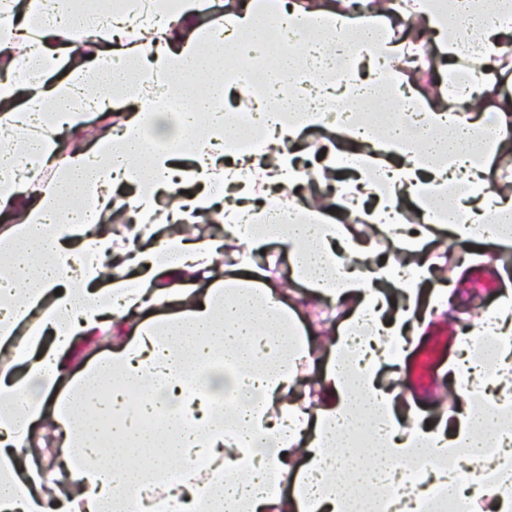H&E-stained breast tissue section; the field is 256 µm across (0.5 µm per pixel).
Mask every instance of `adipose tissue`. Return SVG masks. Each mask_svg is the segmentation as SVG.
<instances>
[{
    "mask_svg": "<svg viewBox=\"0 0 512 512\" xmlns=\"http://www.w3.org/2000/svg\"><path fill=\"white\" fill-rule=\"evenodd\" d=\"M158 22L100 0L95 14L64 0L26 5L0 29V103H20L0 129V207L19 221L0 228V512H421L447 493L457 512H512V395L474 406L477 387L498 385L512 372V296L462 337L492 341L493 368L449 363L454 391L467 403L428 422L399 413L403 390L382 387L376 369L402 364L408 332L431 319L417 289L435 277L425 237L398 221L397 201L414 196L424 215H440L461 249L489 237L512 247V194L483 173L506 136L488 124L473 93L492 85L512 33V0H395L385 19L375 0L362 12L333 0H241L206 33L195 27L204 0H148ZM423 21L421 39L402 37ZM96 22L102 55L120 67L80 69L53 79L70 50L75 26ZM273 23L284 48L278 71L265 63L262 33ZM434 45L449 69L465 68L466 84L440 86L442 105L412 96V124L391 114L400 89L391 80L406 60ZM247 60L229 71L224 58ZM299 95L282 90L284 79ZM187 90L169 111L171 90ZM248 98L249 120L222 109L227 91ZM125 102L119 131L92 149L66 148L91 112ZM335 133L325 141L321 174L335 177L337 198L319 208L267 197L301 183L289 151L305 130ZM261 152H234L244 130ZM359 143L340 152L335 142ZM57 178L40 185L41 170ZM194 193H186L185 182ZM131 223L124 235L90 234L91 212L103 210L113 183ZM168 205L157 209L159 196ZM374 199L362 209L366 199ZM359 210L406 262H374L354 227L329 220L335 205ZM221 212L224 234L187 232L194 215ZM250 214L251 224L237 218ZM278 244L293 278L318 296L358 305L334 337L320 376L321 398L299 394L302 365L312 363L311 334L265 284L253 256ZM230 256L222 278L194 288L216 254ZM402 289V306L387 304L381 284ZM101 335L110 351L83 359ZM58 440L54 463L33 448L37 426ZM307 463L295 470L291 454ZM456 451L452 467L409 478V460ZM203 467L183 463L186 453ZM178 467L176 481L154 466ZM482 460L491 475L473 490L469 467ZM292 486L271 495V478ZM398 484L400 493L386 489Z\"/></svg>",
    "mask_w": 512,
    "mask_h": 512,
    "instance_id": "1",
    "label": "adipose tissue"
}]
</instances>
